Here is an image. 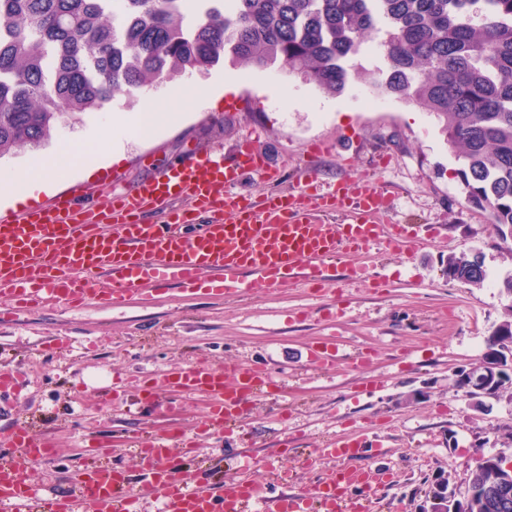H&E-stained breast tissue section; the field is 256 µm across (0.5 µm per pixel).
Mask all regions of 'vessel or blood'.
<instances>
[{
    "label": "vessel or blood",
    "mask_w": 512,
    "mask_h": 512,
    "mask_svg": "<svg viewBox=\"0 0 512 512\" xmlns=\"http://www.w3.org/2000/svg\"><path fill=\"white\" fill-rule=\"evenodd\" d=\"M243 170H266L250 143H242L230 165L221 154L192 149L186 162L95 206L78 207L69 194L15 211L0 221V295L18 314L60 302L79 309L95 299L120 300L156 283L227 299L257 281L319 290L348 257L380 243L399 250L410 244L404 225L379 223L391 204L373 185L339 182L321 193L308 180L298 191L248 200L230 192ZM199 211L208 223H196ZM336 211L344 223L320 222V213ZM162 381L175 392L207 398L209 430L238 418L272 387L264 370L234 363L172 370ZM12 441L27 458L52 452L24 427L15 429ZM135 451L145 471L140 488H131L121 471L96 464L81 472L71 494L44 502L16 466L1 464L0 512H138L139 499L151 493L158 512H310L314 503L320 512H368L381 486L377 474L349 467L359 448L340 439L322 450L335 459V471L306 490L277 495L240 475L206 490L195 486L174 463L164 436L137 441Z\"/></svg>",
    "instance_id": "vessel-or-blood-1"
}]
</instances>
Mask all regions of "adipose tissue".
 I'll return each mask as SVG.
<instances>
[{
	"mask_svg": "<svg viewBox=\"0 0 512 512\" xmlns=\"http://www.w3.org/2000/svg\"><path fill=\"white\" fill-rule=\"evenodd\" d=\"M181 118V113L168 111L166 99L148 96L140 112L131 115L113 113L106 148L97 151H59L49 157H34L24 171L1 172L0 191L13 202L36 197L46 190L49 176L56 174L59 169L78 167L92 170L103 160H118L129 137L151 136L159 127L176 124Z\"/></svg>",
	"mask_w": 512,
	"mask_h": 512,
	"instance_id": "obj_1",
	"label": "adipose tissue"
}]
</instances>
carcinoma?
<instances>
[{"label": "carcinoma", "mask_w": 512, "mask_h": 512, "mask_svg": "<svg viewBox=\"0 0 512 512\" xmlns=\"http://www.w3.org/2000/svg\"><path fill=\"white\" fill-rule=\"evenodd\" d=\"M381 31L386 66L366 83L438 119L468 201L512 241V0H0V158L121 90L134 99L227 61L277 64L334 96ZM447 274L487 279L467 252ZM510 474L484 468L472 512H487L486 484Z\"/></svg>", "instance_id": "obj_1"}]
</instances>
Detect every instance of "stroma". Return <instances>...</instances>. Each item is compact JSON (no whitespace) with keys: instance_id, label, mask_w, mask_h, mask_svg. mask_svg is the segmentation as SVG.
Segmentation results:
<instances>
[{"instance_id":"1","label":"stroma","mask_w":512,"mask_h":512,"mask_svg":"<svg viewBox=\"0 0 512 512\" xmlns=\"http://www.w3.org/2000/svg\"><path fill=\"white\" fill-rule=\"evenodd\" d=\"M383 65L373 48L352 57L348 87L335 96L275 65L250 69L223 102L198 110L191 99L179 101L186 119L129 141L121 162L81 181L59 174L40 203L80 183L88 200L105 198L154 166L183 162L191 146L222 148L229 162L247 139L274 178L242 173L235 195L285 192L310 174L324 186L367 181L394 199L381 223L409 225L414 239L402 250L372 248L368 279L349 280L340 268L318 292L258 283L227 300L160 284L121 303L59 305L0 323V369L13 371L24 387L19 396L0 391V464L18 466L39 492L62 495L97 446L110 449L111 461L137 483L131 440L182 431L197 439L196 454L182 467L199 485L209 484L212 467L233 473L249 455V478L275 482L289 472L296 491L331 473L334 461L318 449L341 438L361 447L354 466L383 476V512H433L441 497L459 490L480 455L499 453L512 465V394L475 405L455 385L458 370L483 362L486 337L512 312L503 285L512 275V252L493 230L490 211L468 203L460 164L436 117L416 103L374 95L365 82ZM269 83L282 86L284 97L270 99ZM141 108L117 95L59 127L38 151L83 148L87 136L103 134L113 111ZM314 142L324 145L315 156ZM38 151L0 158V171L22 167ZM463 251L481 255L483 285L446 275L449 255ZM333 338L335 360L313 362L312 347ZM202 360L216 368L261 364L277 385L228 428L201 437L203 395L160 385L148 398L141 384ZM16 426L49 440L55 456L20 458L9 441Z\"/></svg>"}]
</instances>
